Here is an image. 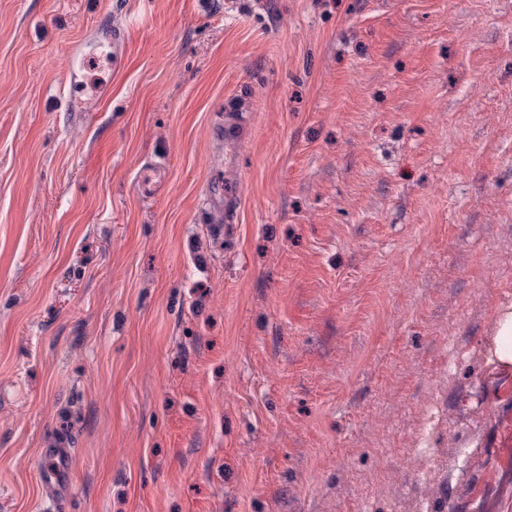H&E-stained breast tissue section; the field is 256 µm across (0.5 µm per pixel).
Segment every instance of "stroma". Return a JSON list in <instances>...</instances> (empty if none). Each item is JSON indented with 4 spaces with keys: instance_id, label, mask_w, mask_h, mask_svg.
Listing matches in <instances>:
<instances>
[{
    "instance_id": "stroma-1",
    "label": "stroma",
    "mask_w": 512,
    "mask_h": 512,
    "mask_svg": "<svg viewBox=\"0 0 512 512\" xmlns=\"http://www.w3.org/2000/svg\"><path fill=\"white\" fill-rule=\"evenodd\" d=\"M509 303L512 0H0V512H512ZM88 63L83 41L76 44L68 54L65 67L66 81L73 86L83 84L86 79ZM487 362L496 368H512V304L503 306L495 321ZM71 457L72 448H49V456H45L49 463L39 469V484L54 501L57 492L66 483Z\"/></svg>"
}]
</instances>
